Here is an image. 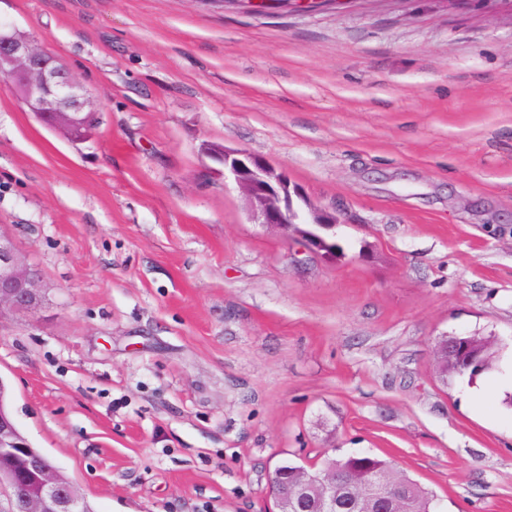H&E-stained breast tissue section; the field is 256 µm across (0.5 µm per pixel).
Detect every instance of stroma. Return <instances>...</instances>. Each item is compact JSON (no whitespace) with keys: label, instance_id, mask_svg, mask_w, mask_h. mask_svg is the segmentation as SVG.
Segmentation results:
<instances>
[{"label":"stroma","instance_id":"obj_1","mask_svg":"<svg viewBox=\"0 0 512 512\" xmlns=\"http://www.w3.org/2000/svg\"><path fill=\"white\" fill-rule=\"evenodd\" d=\"M94 100L72 145L0 78V224L45 300L0 328L19 429L96 512H268L269 473L392 459L512 512V0H0ZM286 170L341 255L257 224L207 144ZM451 339H467L472 343H475L476 350L479 351L477 359L480 361L481 367L473 369L472 367H466L458 361L448 365V359L456 360L463 353L467 352L465 347H462L460 343L453 342L448 344V336L441 341L436 348L437 362L440 370H444L448 373L447 375L455 377H468L469 380H473L484 371L493 367L494 358V343L491 339L484 336H452Z\"/></svg>","mask_w":512,"mask_h":512}]
</instances>
